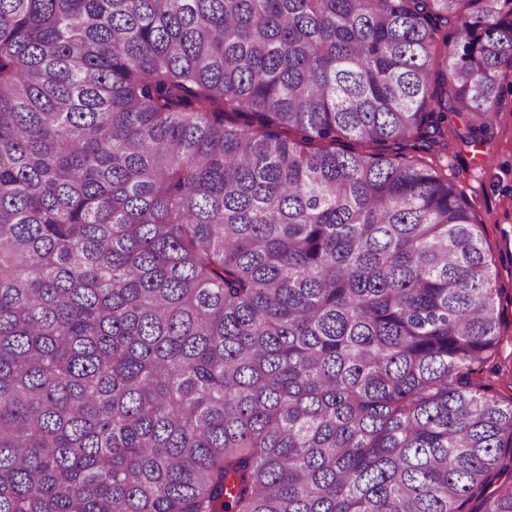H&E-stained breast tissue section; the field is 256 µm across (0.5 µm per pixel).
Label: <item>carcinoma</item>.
Masks as SVG:
<instances>
[{
    "mask_svg": "<svg viewBox=\"0 0 512 512\" xmlns=\"http://www.w3.org/2000/svg\"><path fill=\"white\" fill-rule=\"evenodd\" d=\"M509 15L0 0V512H463L512 449L484 238L373 146L497 112Z\"/></svg>",
    "mask_w": 512,
    "mask_h": 512,
    "instance_id": "obj_1",
    "label": "carcinoma"
}]
</instances>
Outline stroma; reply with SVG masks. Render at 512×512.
Here are the masks:
<instances>
[{
	"label": "stroma",
	"mask_w": 512,
	"mask_h": 512,
	"mask_svg": "<svg viewBox=\"0 0 512 512\" xmlns=\"http://www.w3.org/2000/svg\"><path fill=\"white\" fill-rule=\"evenodd\" d=\"M473 114L448 117V177L465 195L480 223L492 270L495 300L502 313L501 343L490 382L499 399L512 400V90L503 89L498 112L483 126L477 143L460 138Z\"/></svg>",
	"instance_id": "35a3bbf8"
}]
</instances>
